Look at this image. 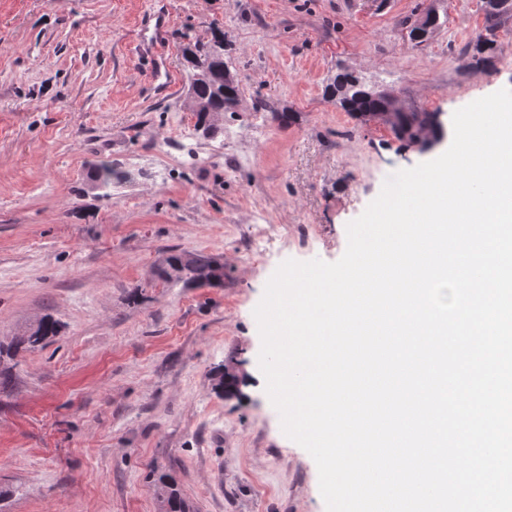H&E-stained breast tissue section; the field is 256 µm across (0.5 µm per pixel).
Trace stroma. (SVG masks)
<instances>
[{
    "mask_svg": "<svg viewBox=\"0 0 512 512\" xmlns=\"http://www.w3.org/2000/svg\"><path fill=\"white\" fill-rule=\"evenodd\" d=\"M428 9L439 27L411 41ZM159 11L163 93L134 50ZM483 26V0H0V342L60 326L0 359V512H158L164 475L188 512H326L266 394L254 310L282 262L339 260L385 180L448 145L419 151L325 87L346 69L451 125L512 88V18L488 70L468 49ZM215 28L241 99L207 137L182 50ZM101 161L128 173L105 193ZM173 250L218 257L223 286L158 278ZM58 326L55 321L45 318L36 326V329L30 330L22 336H17L10 349L17 351L18 349H34L51 336H56ZM8 349V351L10 350Z\"/></svg>",
    "mask_w": 512,
    "mask_h": 512,
    "instance_id": "stroma-1",
    "label": "stroma"
}]
</instances>
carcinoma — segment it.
<instances>
[{"mask_svg":"<svg viewBox=\"0 0 512 512\" xmlns=\"http://www.w3.org/2000/svg\"><path fill=\"white\" fill-rule=\"evenodd\" d=\"M497 2L498 6L494 7L492 0H486L485 33L478 34L470 43L476 64L484 68H489L494 63V40L490 39V35L494 34L504 20L512 17V0ZM184 58L193 73L206 74L205 78L191 82L190 94L216 112H228L237 106L241 93L239 80L224 62V49L217 45L215 39H197L189 43ZM325 92L336 100L341 109L363 122L375 119L389 105L388 99L375 93L359 77L347 70L337 72L333 81L326 86ZM385 124L396 138L410 145L421 135L439 143L445 134L438 113L422 109L392 112ZM126 177V172L108 164H102L92 172V180L101 189H108ZM160 276L166 282H181L186 286H214L224 282V267L209 256L178 252L166 257ZM57 333V323L45 318L36 329L16 337L11 348L34 349ZM163 503L162 512H187L184 500L172 487L166 492Z\"/></svg>","mask_w":512,"mask_h":512,"instance_id":"carcinoma-1","label":"carcinoma"}]
</instances>
